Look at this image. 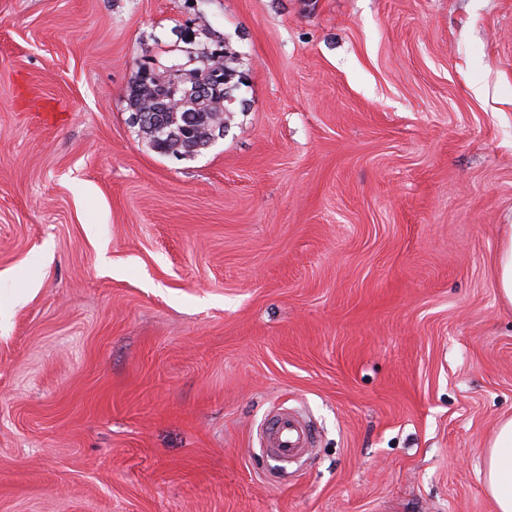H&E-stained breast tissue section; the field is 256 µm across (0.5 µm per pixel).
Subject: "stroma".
Returning <instances> with one entry per match:
<instances>
[{
  "instance_id": "stroma-1",
  "label": "stroma",
  "mask_w": 512,
  "mask_h": 512,
  "mask_svg": "<svg viewBox=\"0 0 512 512\" xmlns=\"http://www.w3.org/2000/svg\"><path fill=\"white\" fill-rule=\"evenodd\" d=\"M219 47L159 153L134 71ZM503 224L512 0H0V512H496ZM200 66L188 69L187 80L191 84H200L199 72L204 74L205 70L209 73L203 77L209 79L210 74L221 71L224 75V87L222 96L219 97H201L200 95L192 96L191 91L186 90L181 105L177 107V112L182 124L190 125L195 130V135L192 138H172L167 143L166 151L160 142L157 141L152 131H147L143 127L140 128L149 136V140L153 147L161 153L179 152L181 154H190L197 151L198 147L204 146L208 143L206 135L211 131L214 125L224 124V112H229V105L233 101V91L236 84L231 83L238 73L234 66L236 60L234 57L227 55L223 52L221 56H216V50L208 54L202 55L199 60ZM264 451L284 460L301 458L313 445L311 430L303 416L288 409L272 414L259 437Z\"/></svg>"
}]
</instances>
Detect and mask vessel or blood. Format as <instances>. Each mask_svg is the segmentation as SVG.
<instances>
[{
  "instance_id": "vessel-or-blood-1",
  "label": "vessel or blood",
  "mask_w": 512,
  "mask_h": 512,
  "mask_svg": "<svg viewBox=\"0 0 512 512\" xmlns=\"http://www.w3.org/2000/svg\"><path fill=\"white\" fill-rule=\"evenodd\" d=\"M259 443L264 451L288 460L307 455L313 445V438L300 413L281 409L265 422Z\"/></svg>"
}]
</instances>
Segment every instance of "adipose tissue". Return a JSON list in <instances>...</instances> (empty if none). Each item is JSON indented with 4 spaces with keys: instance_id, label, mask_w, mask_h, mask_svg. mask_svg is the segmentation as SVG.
I'll use <instances>...</instances> for the list:
<instances>
[{
    "instance_id": "obj_1",
    "label": "adipose tissue",
    "mask_w": 512,
    "mask_h": 512,
    "mask_svg": "<svg viewBox=\"0 0 512 512\" xmlns=\"http://www.w3.org/2000/svg\"><path fill=\"white\" fill-rule=\"evenodd\" d=\"M484 485L496 512H512V417L499 422L487 450Z\"/></svg>"
}]
</instances>
